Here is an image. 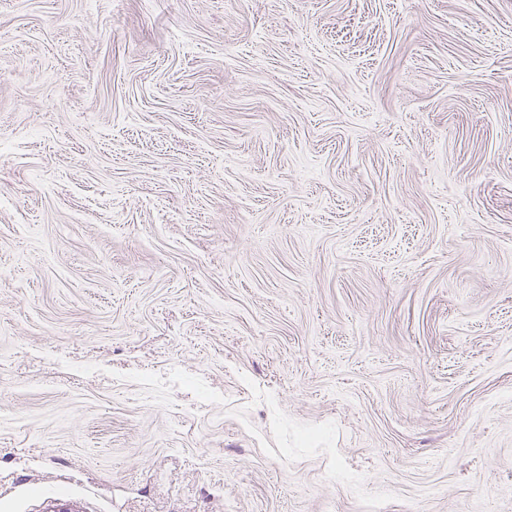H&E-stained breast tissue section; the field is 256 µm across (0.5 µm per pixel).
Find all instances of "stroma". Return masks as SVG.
<instances>
[{
	"label": "stroma",
	"instance_id": "stroma-1",
	"mask_svg": "<svg viewBox=\"0 0 512 512\" xmlns=\"http://www.w3.org/2000/svg\"><path fill=\"white\" fill-rule=\"evenodd\" d=\"M512 0H0V512H512Z\"/></svg>",
	"mask_w": 512,
	"mask_h": 512
}]
</instances>
